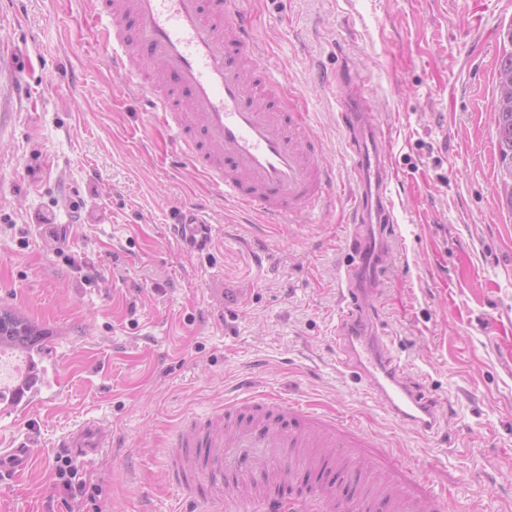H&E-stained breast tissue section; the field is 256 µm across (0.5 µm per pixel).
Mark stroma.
Instances as JSON below:
<instances>
[{"instance_id": "stroma-1", "label": "stroma", "mask_w": 512, "mask_h": 512, "mask_svg": "<svg viewBox=\"0 0 512 512\" xmlns=\"http://www.w3.org/2000/svg\"><path fill=\"white\" fill-rule=\"evenodd\" d=\"M245 7L335 183L311 224H263L214 200L110 71L95 0H0V306L50 332L28 405L0 401V448L31 436L36 457L0 489V512H180L169 435L244 392L277 390L355 416L364 455L428 471L451 489L450 512H512V213L491 116L512 0ZM352 68L398 171L374 316L439 403L430 431L353 384L330 341L357 186L341 118ZM198 203L212 240L191 253L175 219ZM89 420L108 446L78 462L95 492L74 498L59 445Z\"/></svg>"}]
</instances>
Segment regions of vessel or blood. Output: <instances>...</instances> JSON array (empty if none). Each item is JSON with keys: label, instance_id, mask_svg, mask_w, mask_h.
<instances>
[{"label": "vessel or blood", "instance_id": "obj_1", "mask_svg": "<svg viewBox=\"0 0 512 512\" xmlns=\"http://www.w3.org/2000/svg\"><path fill=\"white\" fill-rule=\"evenodd\" d=\"M103 7L110 23L98 37L111 48L113 73L145 97L177 152L208 176L220 199L270 224L310 223L332 183L330 171L309 133L308 113L289 106L279 79L258 62L244 0H103ZM147 71L157 86L144 82ZM354 104L342 119L361 175L355 225H377L387 236L395 222L389 143L375 131L365 101ZM176 223L189 247L205 250L204 210L183 208ZM365 250L353 237L333 336L340 364L400 422L430 429L435 404L409 382L384 334L367 336L354 324L372 312L369 289L352 285ZM366 444L347 416L275 394L247 396L205 421L184 423L170 442L167 473L187 493L184 512H194L200 498L187 478L198 467L207 475L261 477L257 512H442L446 494L422 476L411 490L359 455ZM65 445L80 459L97 455L102 431L87 423ZM33 464L30 445L0 449V477H21ZM302 472L313 479L305 489L294 485Z\"/></svg>", "mask_w": 512, "mask_h": 512}]
</instances>
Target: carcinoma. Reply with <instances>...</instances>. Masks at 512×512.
Returning a JSON list of instances; mask_svg holds the SVG:
<instances>
[{
    "label": "carcinoma",
    "mask_w": 512,
    "mask_h": 512,
    "mask_svg": "<svg viewBox=\"0 0 512 512\" xmlns=\"http://www.w3.org/2000/svg\"><path fill=\"white\" fill-rule=\"evenodd\" d=\"M512 79V50L503 51L497 64V105L494 124L498 142L499 172L501 181L500 200L512 212V106L504 101L512 98V85L502 82L503 77ZM49 332L38 327L21 314L0 307V350L10 347L28 354L41 352ZM38 364L30 356L27 370L11 389V399L17 401L36 380Z\"/></svg>",
    "instance_id": "1"
}]
</instances>
